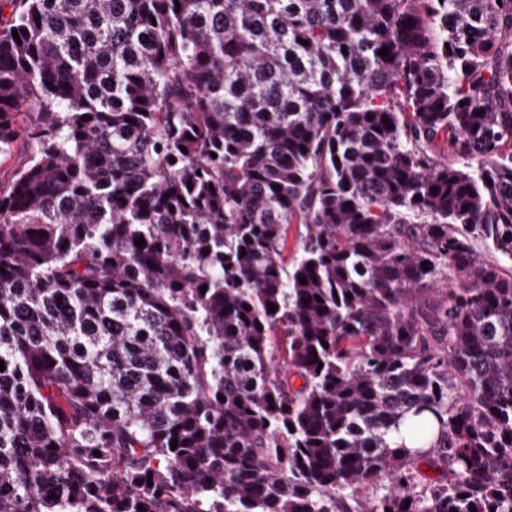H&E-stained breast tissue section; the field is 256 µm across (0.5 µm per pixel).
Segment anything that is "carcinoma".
<instances>
[{
	"instance_id": "carcinoma-1",
	"label": "carcinoma",
	"mask_w": 512,
	"mask_h": 512,
	"mask_svg": "<svg viewBox=\"0 0 512 512\" xmlns=\"http://www.w3.org/2000/svg\"><path fill=\"white\" fill-rule=\"evenodd\" d=\"M175 3L0 0V512H512V0ZM23 130L12 146L4 153H0V189L5 190L11 184L14 175L25 167L36 153V141L24 130L33 127L36 115L33 112H23L19 116Z\"/></svg>"
}]
</instances>
